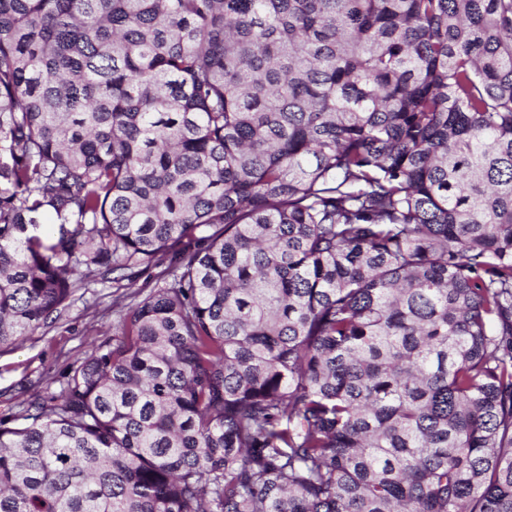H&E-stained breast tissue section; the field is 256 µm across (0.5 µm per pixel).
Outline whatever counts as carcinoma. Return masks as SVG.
I'll use <instances>...</instances> for the list:
<instances>
[{"label": "carcinoma", "mask_w": 512, "mask_h": 512, "mask_svg": "<svg viewBox=\"0 0 512 512\" xmlns=\"http://www.w3.org/2000/svg\"><path fill=\"white\" fill-rule=\"evenodd\" d=\"M154 268L0 512H512V0H0V349Z\"/></svg>", "instance_id": "cac0c4a2"}]
</instances>
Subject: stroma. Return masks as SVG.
<instances>
[{"instance_id": "35a3bbf8", "label": "stroma", "mask_w": 512, "mask_h": 512, "mask_svg": "<svg viewBox=\"0 0 512 512\" xmlns=\"http://www.w3.org/2000/svg\"><path fill=\"white\" fill-rule=\"evenodd\" d=\"M130 293L109 281L77 289L59 318L0 350V420L11 421L37 397L59 392L93 346L111 340L116 309L128 303Z\"/></svg>"}]
</instances>
